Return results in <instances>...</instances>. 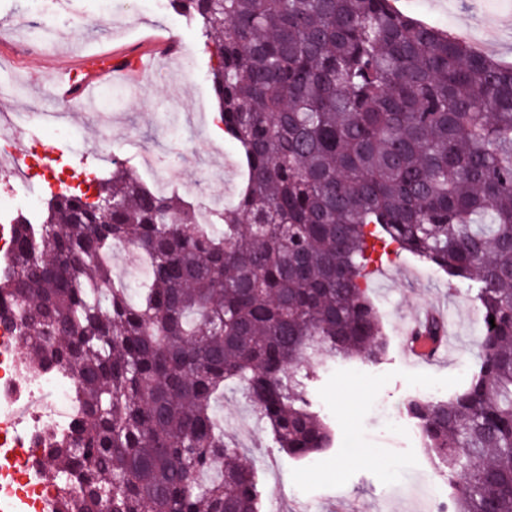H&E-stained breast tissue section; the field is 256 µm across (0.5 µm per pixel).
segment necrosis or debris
<instances>
[{"instance_id":"necrosis-or-debris-1","label":"necrosis or debris","mask_w":512,"mask_h":512,"mask_svg":"<svg viewBox=\"0 0 512 512\" xmlns=\"http://www.w3.org/2000/svg\"><path fill=\"white\" fill-rule=\"evenodd\" d=\"M18 127L0 114V157L9 156L16 188L0 192V218L35 216L40 198L28 192L32 162L14 147ZM81 412L70 374L29 368L12 337L0 334V499L13 512H49L55 488L41 479L36 465L39 440L47 432L68 435Z\"/></svg>"}]
</instances>
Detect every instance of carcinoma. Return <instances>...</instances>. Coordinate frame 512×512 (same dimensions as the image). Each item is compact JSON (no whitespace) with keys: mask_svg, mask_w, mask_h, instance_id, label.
I'll use <instances>...</instances> for the list:
<instances>
[{"mask_svg":"<svg viewBox=\"0 0 512 512\" xmlns=\"http://www.w3.org/2000/svg\"><path fill=\"white\" fill-rule=\"evenodd\" d=\"M196 20L244 188L214 224L112 163L105 206L51 195L10 226L0 326L26 362L71 371L77 432L50 435L52 512H259L216 406L247 385L276 447L334 434L308 383L386 353L369 266L408 252L467 286L480 365L404 410L445 468L449 512H512V66L392 0H172ZM117 243L149 266L137 299ZM494 323H489V317Z\"/></svg>","mask_w":512,"mask_h":512,"instance_id":"obj_1","label":"carcinoma"}]
</instances>
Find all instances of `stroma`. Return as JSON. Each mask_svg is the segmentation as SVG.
Returning a JSON list of instances; mask_svg holds the SVG:
<instances>
[{"instance_id": "obj_1", "label": "stroma", "mask_w": 512, "mask_h": 512, "mask_svg": "<svg viewBox=\"0 0 512 512\" xmlns=\"http://www.w3.org/2000/svg\"><path fill=\"white\" fill-rule=\"evenodd\" d=\"M404 12L448 32L464 30L485 51L512 63V0H401ZM30 0H0V85L10 102L0 111L27 117L53 110L51 76L80 58L98 59L132 53L157 38L179 40L188 57L163 61L151 73L148 91L112 84V123L101 128L94 113L74 111L70 139L45 122L22 123L21 141L59 149L54 175L36 177L31 188L49 199L61 186L71 187L109 173L100 159L114 149L123 163L138 170L146 184L154 173L142 170L139 153L150 148L173 166L175 180L195 183L200 196L233 202L245 180L236 147L216 135V101L208 78L209 58L199 27L182 16L167 17L129 5L112 23L98 18V0H61L55 22L59 34L75 46L72 54L50 48L29 52L36 29L24 25ZM222 178L206 181V170ZM368 292L383 321L387 352L370 365L339 360L320 373L310 389L312 407L334 432L332 448L297 460L276 448L269 429L252 408L243 385L224 390L218 414L226 435L234 439L242 461L258 473L262 512H423L434 491L446 490L432 459L420 445L403 404L416 394L446 398L466 386L477 364L476 337L481 318L465 285L401 252L368 276ZM441 314L448 350L433 364H414L400 347L404 324L424 309Z\"/></svg>"}]
</instances>
